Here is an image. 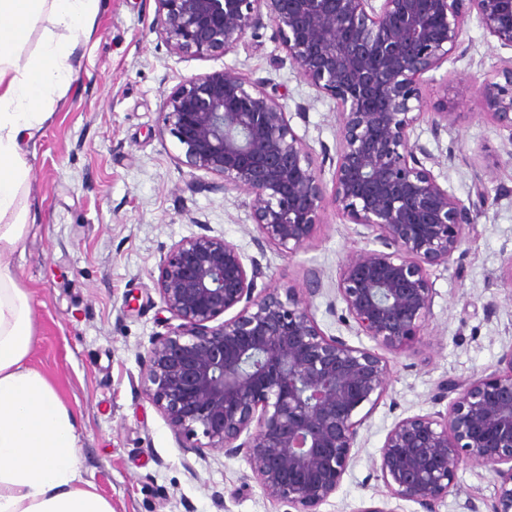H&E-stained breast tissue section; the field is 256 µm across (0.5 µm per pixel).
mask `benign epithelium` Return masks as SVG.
<instances>
[{
    "label": "benign epithelium",
    "mask_w": 512,
    "mask_h": 512,
    "mask_svg": "<svg viewBox=\"0 0 512 512\" xmlns=\"http://www.w3.org/2000/svg\"><path fill=\"white\" fill-rule=\"evenodd\" d=\"M159 39L174 53L224 55L269 21L294 68L336 104L338 149L332 187L325 165L291 128L288 113L258 81L232 70L183 80L165 98L159 135L176 139L179 167L248 194L259 248L285 257L313 237L326 204L373 237L375 248L346 254L336 298L342 322L375 347L327 335L312 313L321 277L302 297L258 287L265 278L237 245L201 232L174 243L159 264L156 290L179 321L154 335L143 357L141 393L175 438L199 455H242L264 495L296 512H318L353 460L365 406L386 394L387 358L423 335L436 295L431 269L446 267L485 199L463 201L427 163L414 138L423 116L425 74L457 51L476 17L512 50V0H155ZM512 143V64L479 85L460 87ZM443 106L434 137L455 123ZM235 314L229 318V311ZM446 412L397 421L378 472L391 496L422 512L455 485L465 460L488 467L491 512H512V351L503 368L463 384Z\"/></svg>",
    "instance_id": "benign-epithelium-1"
}]
</instances>
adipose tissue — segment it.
<instances>
[{
	"label": "adipose tissue",
	"mask_w": 512,
	"mask_h": 512,
	"mask_svg": "<svg viewBox=\"0 0 512 512\" xmlns=\"http://www.w3.org/2000/svg\"><path fill=\"white\" fill-rule=\"evenodd\" d=\"M99 9L100 0H0V512H112L85 477L80 417L29 363L32 306L14 261L29 219L24 147L49 118L54 93L70 85V59ZM44 17L53 33L24 54Z\"/></svg>",
	"instance_id": "adipose-tissue-1"
}]
</instances>
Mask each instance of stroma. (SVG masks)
<instances>
[{
    "label": "stroma",
    "instance_id": "1",
    "mask_svg": "<svg viewBox=\"0 0 512 512\" xmlns=\"http://www.w3.org/2000/svg\"><path fill=\"white\" fill-rule=\"evenodd\" d=\"M154 0H101L95 28L71 63L74 79L26 148L30 226L16 257L32 303L31 364L53 384L84 424L83 468L112 512H295L268 499L244 457H199L175 440L137 388L150 336L175 323L154 281L170 246L207 225L212 234L257 259L272 286L304 292L318 271L312 311L321 329L350 345L372 340L345 327L336 307L339 263L367 244L361 226L326 205L312 240L292 257L258 250L240 190L215 191L205 174L177 165L173 137L157 132L164 98L183 79L231 69L262 81L288 114L315 159L335 154L336 104L319 95L291 65L271 24L248 32L234 51L199 59L170 51L155 28ZM512 51L499 48L470 19L460 48L430 72L423 90L420 143L439 160V183L468 199L476 177L485 204L448 266L433 269L436 296L423 336L389 355L387 393L360 429L353 461L318 512H420L395 499L375 467L398 420L446 410L442 381L496 372L512 350V144L459 87L481 83ZM448 103L455 125L433 136L430 115ZM490 512L489 469L463 462L436 512Z\"/></svg>",
    "mask_w": 512,
    "mask_h": 512
}]
</instances>
